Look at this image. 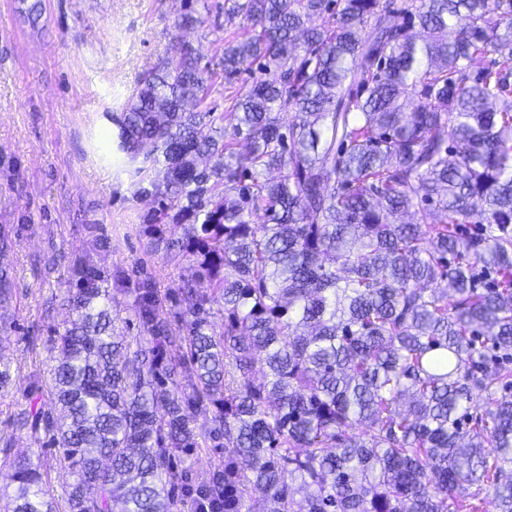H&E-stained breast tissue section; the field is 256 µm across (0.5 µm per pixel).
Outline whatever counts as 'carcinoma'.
Listing matches in <instances>:
<instances>
[{
  "label": "carcinoma",
  "instance_id": "obj_1",
  "mask_svg": "<svg viewBox=\"0 0 512 512\" xmlns=\"http://www.w3.org/2000/svg\"><path fill=\"white\" fill-rule=\"evenodd\" d=\"M212 9L211 60L174 36L178 64L112 117V147L141 160L134 196L157 202L147 247L184 263L170 295L188 306L76 260L51 382L30 379L9 427L54 450L68 512L191 494L210 512H480L486 488L512 512V0ZM238 21L251 37L220 36ZM254 68L267 78L215 114L218 81ZM16 236L0 225V304ZM12 440L0 512H56Z\"/></svg>",
  "mask_w": 512,
  "mask_h": 512
}]
</instances>
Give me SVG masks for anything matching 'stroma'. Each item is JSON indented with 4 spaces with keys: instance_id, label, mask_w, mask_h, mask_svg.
I'll use <instances>...</instances> for the list:
<instances>
[{
    "instance_id": "obj_1",
    "label": "stroma",
    "mask_w": 512,
    "mask_h": 512,
    "mask_svg": "<svg viewBox=\"0 0 512 512\" xmlns=\"http://www.w3.org/2000/svg\"><path fill=\"white\" fill-rule=\"evenodd\" d=\"M0 0V224L19 230L9 255L15 295L0 306V430L26 408L31 375L49 379L46 338L69 314L64 282L79 256L106 275L144 265L160 292L183 269L148 251L141 226L155 206L134 197V177L108 158L111 117L158 58L177 63L172 36L211 59L210 25L181 32L182 0Z\"/></svg>"
}]
</instances>
